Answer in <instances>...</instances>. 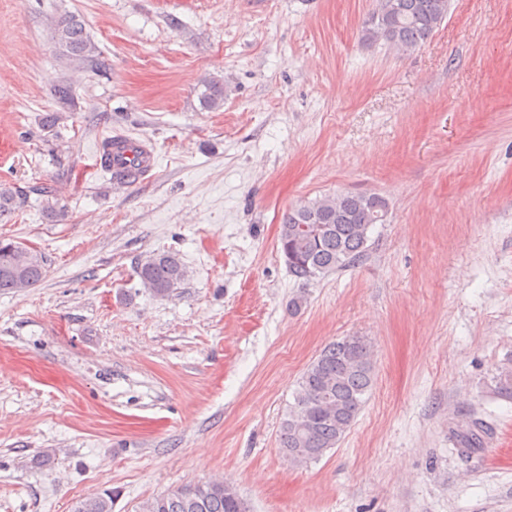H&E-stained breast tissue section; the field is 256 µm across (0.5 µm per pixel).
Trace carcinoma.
I'll return each instance as SVG.
<instances>
[{
  "instance_id": "1",
  "label": "carcinoma",
  "mask_w": 512,
  "mask_h": 512,
  "mask_svg": "<svg viewBox=\"0 0 512 512\" xmlns=\"http://www.w3.org/2000/svg\"><path fill=\"white\" fill-rule=\"evenodd\" d=\"M448 14V0H377L364 23L365 42L383 40L400 51L427 42ZM53 37L68 57L97 70L107 68L83 22L74 14L57 20ZM201 94L213 110L224 106V80L205 78ZM28 203L27 192L0 182V222ZM378 194L346 192L303 201L288 208L279 224L280 251L288 254L292 276L308 283L359 263L368 251L369 232L387 212ZM143 287L166 297L187 276L177 254L157 252L138 264ZM42 252L0 241V290L30 288L45 276ZM373 384L370 346L361 336H347L325 347L303 372L281 427L280 445L288 458L307 464L334 448L356 421ZM73 512H112V492L77 502ZM141 512H251L247 501L222 480L188 485L146 501Z\"/></svg>"
}]
</instances>
